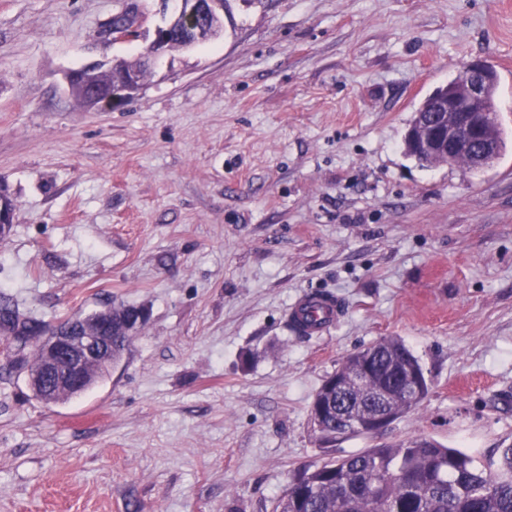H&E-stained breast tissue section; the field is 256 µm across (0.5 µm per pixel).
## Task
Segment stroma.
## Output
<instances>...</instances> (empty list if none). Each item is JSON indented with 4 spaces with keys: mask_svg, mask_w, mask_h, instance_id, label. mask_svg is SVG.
I'll list each match as a JSON object with an SVG mask.
<instances>
[{
    "mask_svg": "<svg viewBox=\"0 0 512 512\" xmlns=\"http://www.w3.org/2000/svg\"><path fill=\"white\" fill-rule=\"evenodd\" d=\"M122 0H0V297L56 323L148 319L86 394L38 399L0 355V512H273L331 457L427 437L512 446V0H228L223 30L89 108ZM494 66L506 147L484 169L404 152L463 63ZM339 299L298 337L288 313ZM401 338L431 382L379 436L323 444L308 407ZM133 66L131 61L116 59L112 62V82L104 83L100 75L105 66L102 63H89L67 75L70 90L80 94L82 102L89 107H101L112 102V89L119 98L122 96L124 74ZM310 305H316L322 308L323 316L321 321L316 323L308 324L305 328L300 326V329L294 324V322L290 321V326L299 333L300 337L309 338L310 336H315L322 333L332 324L338 321L341 316V306L339 302L331 295H321L315 297H307L302 299L300 302L294 305L289 314V318L294 315H298L301 318V309L306 308ZM305 335V336L302 332Z\"/></svg>",
    "mask_w": 512,
    "mask_h": 512,
    "instance_id": "stroma-1",
    "label": "stroma"
}]
</instances>
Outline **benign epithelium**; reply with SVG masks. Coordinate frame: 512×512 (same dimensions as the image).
Masks as SVG:
<instances>
[{
  "label": "benign epithelium",
  "instance_id": "obj_1",
  "mask_svg": "<svg viewBox=\"0 0 512 512\" xmlns=\"http://www.w3.org/2000/svg\"><path fill=\"white\" fill-rule=\"evenodd\" d=\"M224 0H177L172 18L155 26L148 53L149 68L177 42L183 48L197 44L201 30L223 27ZM101 63H89L67 75L73 93L89 107L112 102V83L100 75ZM492 66L481 59L467 63L464 72L444 87L431 112L414 113L405 142L413 155L426 163L449 164L459 156L472 157L475 168L493 163L501 143L493 132L498 113L492 109ZM13 221L8 194L0 186V231ZM116 308L106 307L89 315L72 316L44 333L28 337L32 360L22 359L31 389L45 402L77 397L92 389L101 376L117 364L116 357L146 322L141 308L129 309L128 323L116 328Z\"/></svg>",
  "mask_w": 512,
  "mask_h": 512
}]
</instances>
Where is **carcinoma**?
Segmentation results:
<instances>
[{"instance_id":"cac0c4a2","label":"carcinoma","mask_w":512,"mask_h":512,"mask_svg":"<svg viewBox=\"0 0 512 512\" xmlns=\"http://www.w3.org/2000/svg\"><path fill=\"white\" fill-rule=\"evenodd\" d=\"M132 63L112 62V89L122 91ZM3 348L8 337L46 323L0 302ZM332 377L342 381L331 403L315 397L310 421L323 443L365 435L359 425L378 414L396 420L416 408L430 383L419 359L399 338H385L346 357ZM275 512H512V447L485 466L428 438L379 445L332 457L293 478Z\"/></svg>"}]
</instances>
